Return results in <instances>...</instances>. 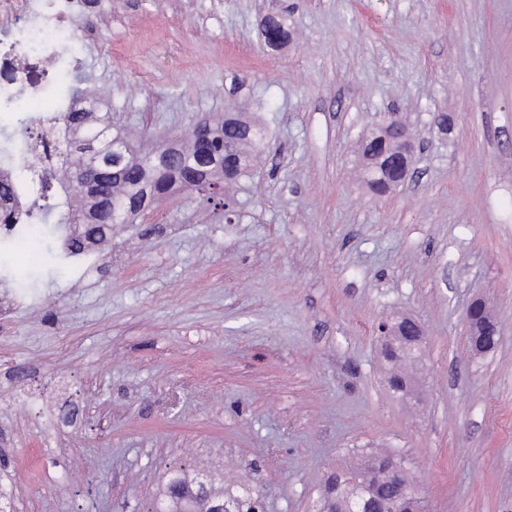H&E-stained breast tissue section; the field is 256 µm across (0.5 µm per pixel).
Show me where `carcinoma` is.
Segmentation results:
<instances>
[{
	"label": "carcinoma",
	"mask_w": 512,
	"mask_h": 512,
	"mask_svg": "<svg viewBox=\"0 0 512 512\" xmlns=\"http://www.w3.org/2000/svg\"><path fill=\"white\" fill-rule=\"evenodd\" d=\"M264 37L273 47L288 43L290 32L281 15L266 18ZM70 97L69 111L43 118L40 124L53 142L42 167L60 162L69 171L68 182L80 186L60 219L67 225L68 240L76 245L103 242V228L133 219L181 190L196 191L203 203L213 200L214 174L222 170L229 180L238 179L250 165L251 152L263 146L267 135L263 126L244 117L229 114L214 122L203 116L188 142L179 138L174 148L155 152L128 138V152L121 158L112 153L109 141L95 137L108 117L87 104L86 90L72 86ZM362 159L367 184L374 192L384 193L403 183L402 163L391 141L375 135L365 139ZM29 218L31 214L20 208L0 211V225L23 224ZM469 340L476 351L490 352L499 336L487 330V318L481 317ZM383 356L391 364L420 359L418 349L399 341ZM394 468L392 456L370 455L358 467L336 470L328 491L346 512H390L395 504L401 512H424L421 495L412 491L403 495L410 475ZM224 501L227 512H262L257 491L246 484L224 489Z\"/></svg>",
	"instance_id": "cac0c4a2"
}]
</instances>
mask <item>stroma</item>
Segmentation results:
<instances>
[{"label": "stroma", "instance_id": "35a3bbf8", "mask_svg": "<svg viewBox=\"0 0 512 512\" xmlns=\"http://www.w3.org/2000/svg\"><path fill=\"white\" fill-rule=\"evenodd\" d=\"M67 28L72 83L136 140L241 102L268 140L224 188L232 219L181 191L77 266L49 257L57 196L32 209L36 265L0 247L11 512H146L181 468L310 512L364 450L405 457L429 512H512V0H90ZM391 112L417 153L379 196L358 148ZM27 118L21 99L0 113L18 162ZM476 299L501 336L486 354ZM399 317L426 336L408 401L378 345ZM264 37L267 43L273 47H279L288 43L290 32L284 18L280 14L266 17Z\"/></svg>", "mask_w": 512, "mask_h": 512}]
</instances>
